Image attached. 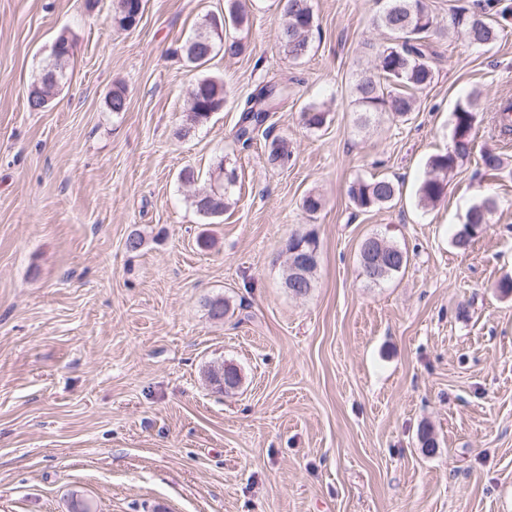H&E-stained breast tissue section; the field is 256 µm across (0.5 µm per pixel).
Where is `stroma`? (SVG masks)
Instances as JSON below:
<instances>
[{"mask_svg": "<svg viewBox=\"0 0 512 512\" xmlns=\"http://www.w3.org/2000/svg\"><path fill=\"white\" fill-rule=\"evenodd\" d=\"M312 3L303 59L280 48V0H246L247 21L227 29L243 53L194 69L178 49L224 0H144L126 31L113 0H0V512H67L75 492L98 512H512V293L499 287L512 278V138L493 119L512 99V21L489 47L434 36L411 121L364 130L352 89L375 73L386 34L372 20L388 0ZM63 32L68 79L30 111ZM204 76L227 102L177 137ZM277 79L288 98L268 123L292 151L284 167L267 163L263 137L233 139L240 104ZM119 85L128 108L114 112ZM470 99L477 151L421 207L427 163ZM311 104L327 110L322 128L301 119ZM482 148L505 173L485 175ZM221 161L238 182L205 218L190 196ZM373 175L401 195L364 212L347 187ZM488 196L487 228L456 247ZM306 231L319 264L298 296L286 248ZM375 233L408 255L377 286L359 263ZM216 296L220 321L205 307ZM227 364L242 381L225 393L208 372Z\"/></svg>", "mask_w": 512, "mask_h": 512, "instance_id": "obj_1", "label": "stroma"}]
</instances>
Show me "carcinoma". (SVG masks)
Wrapping results in <instances>:
<instances>
[{"instance_id": "1", "label": "carcinoma", "mask_w": 512, "mask_h": 512, "mask_svg": "<svg viewBox=\"0 0 512 512\" xmlns=\"http://www.w3.org/2000/svg\"><path fill=\"white\" fill-rule=\"evenodd\" d=\"M135 0H116L115 20L119 27L127 30L132 27L129 20L133 17ZM227 23L241 25L246 21V12L242 0H227ZM501 21L490 19L485 9L471 10L456 6L451 10L448 26L462 33L472 45L490 46L500 36L502 23L508 22L512 8L504 6L499 11ZM376 24L388 35L387 42L376 49L379 76L359 80L353 89L354 103L358 107V121L365 128L371 117L382 112L398 121L408 120L415 109L416 94L430 86L434 72L431 59L434 55L431 37L442 33L437 28L435 16L426 0H390L388 7L377 17ZM317 28L312 0H285L283 4V23L280 45L283 52L293 60L304 58L310 47V38ZM226 29V23H219L215 17L204 19L197 33L182 46L187 61L200 67L206 64L220 48L229 56H237L243 51V44L220 35L218 30ZM56 58L46 64L37 79L39 85H51L55 82L65 84L68 64L71 57L72 43L65 35L56 38L54 44ZM288 98V84L269 82L246 98L240 109L233 137L236 142L246 146L251 143L254 133L265 124L270 112ZM226 101L224 84L219 80L204 77L195 84L190 107L185 123L177 131V136L185 138L192 129L202 125L210 115L219 111ZM512 100L505 99L499 103L496 123L503 135L512 133ZM327 112L311 104L302 111V120L306 127L319 129L326 122ZM476 122L473 102L460 104L454 112L453 135L472 132ZM267 143V160L270 164L283 166L290 160L291 150L288 141L271 132L265 133ZM474 150V139L468 137V145L462 146L451 142L448 150L432 156L428 162V171L418 189L419 203L428 207L436 204L444 195L448 185V174L468 159ZM484 170L496 176L504 168L499 154L484 150L480 154ZM236 168L218 165L216 183L208 189L194 195L191 206L204 217H214L224 212L226 195L237 182ZM349 199L360 210L380 209L400 194V188L388 177L371 180L356 179L347 189ZM497 201L488 197L472 207L466 215V226L454 236V243L459 248L468 247L477 232L488 223L489 214L496 208ZM287 251L297 254H309L315 258L309 269L308 280H313L318 262V244L311 233L298 234L288 241ZM68 512H97L94 503L77 494L71 495Z\"/></svg>"}]
</instances>
